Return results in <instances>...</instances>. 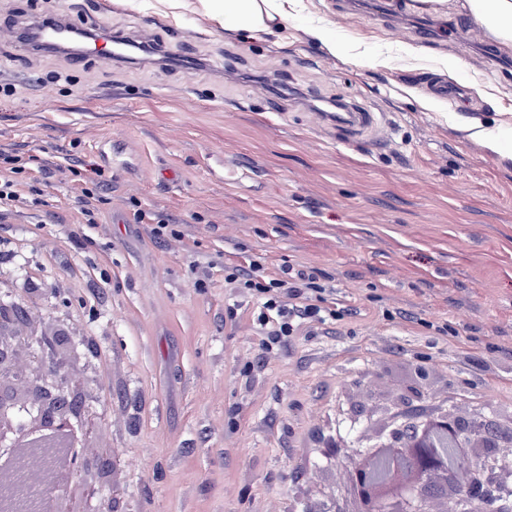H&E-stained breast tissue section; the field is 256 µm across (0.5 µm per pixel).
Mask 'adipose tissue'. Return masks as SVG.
I'll return each instance as SVG.
<instances>
[{"label":"adipose tissue","instance_id":"1","mask_svg":"<svg viewBox=\"0 0 512 512\" xmlns=\"http://www.w3.org/2000/svg\"><path fill=\"white\" fill-rule=\"evenodd\" d=\"M203 16L225 32L259 37L292 18L301 0H199ZM462 7L497 43L512 46V0H463Z\"/></svg>","mask_w":512,"mask_h":512}]
</instances>
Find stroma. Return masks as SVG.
<instances>
[{
	"label": "stroma",
	"instance_id": "35a3bbf8",
	"mask_svg": "<svg viewBox=\"0 0 512 512\" xmlns=\"http://www.w3.org/2000/svg\"><path fill=\"white\" fill-rule=\"evenodd\" d=\"M47 12L170 60L79 62L12 36ZM1 84L17 93L0 96V149L30 156L36 190L0 210V299L67 332L79 419L99 424L84 481L108 482L119 512L332 507L346 480L318 437L365 448L366 390L512 417V144L475 134L512 135V48L458 0H304L271 41L157 0H0ZM332 99L372 123L337 126L316 107ZM76 152L112 175L94 225L74 181L38 173ZM138 209L178 222L181 243ZM254 256L321 273L340 318L262 354L256 300L224 281ZM146 216V213L139 209L134 212V217L137 223L148 224L150 226V234L153 238L178 242L182 240L181 231L176 229L179 224L176 222H170L169 219H159L157 222H149L154 221L155 219L148 216V221H146Z\"/></svg>",
	"mask_w": 512,
	"mask_h": 512
}]
</instances>
